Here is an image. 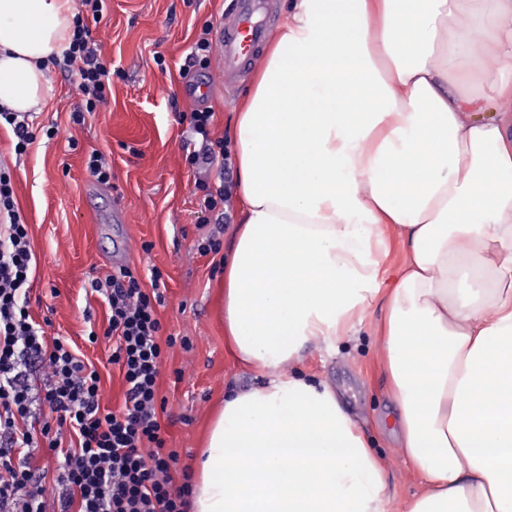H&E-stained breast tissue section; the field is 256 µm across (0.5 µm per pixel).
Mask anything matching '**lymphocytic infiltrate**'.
Returning a JSON list of instances; mask_svg holds the SVG:
<instances>
[{
    "label": "lymphocytic infiltrate",
    "instance_id": "obj_1",
    "mask_svg": "<svg viewBox=\"0 0 512 512\" xmlns=\"http://www.w3.org/2000/svg\"><path fill=\"white\" fill-rule=\"evenodd\" d=\"M63 63L83 95L79 112L106 103L112 70L101 58L89 19H100L105 0H82ZM213 114L191 112L188 131L194 142L185 160L201 210L224 205L223 182L209 174L224 166V144L212 140ZM36 259L14 201L11 174L0 166V512H189V470L179 469L177 452L165 450L160 412L165 401L158 376L167 348L189 347L187 337L163 336L157 308L164 283L152 269L151 290L122 266L103 277L90 276V290L108 306L103 331H89L88 343L112 342L110 361L126 386L120 411L102 408L100 375L81 359L76 345L48 336L29 312L28 295ZM43 369L46 380L33 388L30 375ZM53 459L62 492L48 507L46 475L36 456Z\"/></svg>",
    "mask_w": 512,
    "mask_h": 512
}]
</instances>
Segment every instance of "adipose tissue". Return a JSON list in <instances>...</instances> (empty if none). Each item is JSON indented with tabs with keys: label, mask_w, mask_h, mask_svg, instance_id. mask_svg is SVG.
I'll return each instance as SVG.
<instances>
[{
	"label": "adipose tissue",
	"mask_w": 512,
	"mask_h": 512,
	"mask_svg": "<svg viewBox=\"0 0 512 512\" xmlns=\"http://www.w3.org/2000/svg\"><path fill=\"white\" fill-rule=\"evenodd\" d=\"M76 16L0 0V109L46 108ZM233 135L224 339L265 380L218 409L193 512H392L362 430L293 369L379 299L426 487L406 512H512V0H291Z\"/></svg>",
	"instance_id": "1"
}]
</instances>
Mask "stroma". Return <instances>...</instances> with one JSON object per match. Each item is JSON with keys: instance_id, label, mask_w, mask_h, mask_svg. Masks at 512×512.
Here are the masks:
<instances>
[{"instance_id": "stroma-1", "label": "stroma", "mask_w": 512, "mask_h": 512, "mask_svg": "<svg viewBox=\"0 0 512 512\" xmlns=\"http://www.w3.org/2000/svg\"><path fill=\"white\" fill-rule=\"evenodd\" d=\"M233 0H107L92 27L102 56L111 64V93L102 107L73 123L81 96L64 65L46 72L48 107L34 114L36 139L15 155L10 128L0 127V160L10 168L15 203L29 226L36 257L29 307L46 331L71 339L101 376L104 406L120 409L124 386L109 363L110 341L89 344L88 328H101L107 308L86 295L90 273L127 265L141 278L159 268L166 281L159 309L164 334L189 337L193 348L169 349L159 376L167 400L161 420L167 448L196 470L208 424L225 394L261 384L260 374L236 360L224 344V284L220 254L198 253L196 240L208 235L230 249L240 221L238 196L225 203L227 220L202 211L194 193L195 174L184 158V125L177 115L206 108L214 114L213 139L231 140L235 115L253 87V76L218 80L220 60L206 69H187L186 56L204 25H216ZM213 79L203 102L192 98L196 80ZM99 149L112 160V182L92 180L86 155ZM368 319L336 345L319 344L298 365L301 375L323 381L377 442L386 493L394 512L421 495L424 486L400 456L397 405L382 368L374 324Z\"/></svg>"}]
</instances>
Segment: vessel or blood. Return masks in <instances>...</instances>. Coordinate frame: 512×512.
Returning a JSON list of instances; mask_svg holds the SVG:
<instances>
[{
  "mask_svg": "<svg viewBox=\"0 0 512 512\" xmlns=\"http://www.w3.org/2000/svg\"><path fill=\"white\" fill-rule=\"evenodd\" d=\"M262 0H236L232 22L220 23L216 29L221 75L232 80L248 72L260 60L259 50L270 33L261 16Z\"/></svg>",
  "mask_w": 512,
  "mask_h": 512,
  "instance_id": "obj_1",
  "label": "vessel or blood"
}]
</instances>
